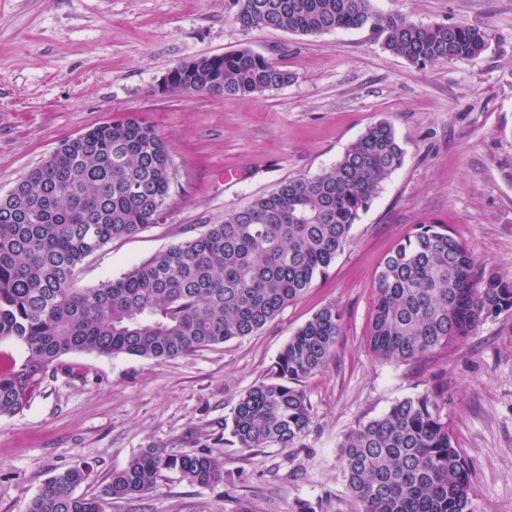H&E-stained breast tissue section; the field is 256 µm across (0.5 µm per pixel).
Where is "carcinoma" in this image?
I'll use <instances>...</instances> for the list:
<instances>
[{
  "label": "carcinoma",
  "mask_w": 512,
  "mask_h": 512,
  "mask_svg": "<svg viewBox=\"0 0 512 512\" xmlns=\"http://www.w3.org/2000/svg\"><path fill=\"white\" fill-rule=\"evenodd\" d=\"M233 5L245 30L316 36L368 28L387 51L417 66L467 60L486 46L477 27L382 17L370 0ZM176 74L172 91L191 86L213 96L261 94L293 79L247 49L203 57L192 73ZM404 155L394 126L377 121L319 174L285 182L120 277L80 288L89 256L158 222L173 173L167 141L134 117L65 141L0 196V341L25 351L20 363L0 370V416L20 412L72 352L167 361L257 334L325 274ZM477 265L442 224H423L398 244L378 275L373 353L417 359L511 310L512 279L484 274L477 288ZM341 333L334 306L301 326L271 376L239 397L224 422V444L301 447L314 415L300 383L329 366ZM442 404L437 390L405 398L343 436L337 461L358 512H472L471 468L454 446ZM171 472L201 487L222 483L224 450L146 448L113 470L99 495L79 492L90 470L74 466L45 481L25 512H105L112 498L156 494Z\"/></svg>",
  "instance_id": "cac0c4a2"
}]
</instances>
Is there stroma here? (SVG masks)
Returning a JSON list of instances; mask_svg holds the SVG:
<instances>
[{
    "mask_svg": "<svg viewBox=\"0 0 512 512\" xmlns=\"http://www.w3.org/2000/svg\"><path fill=\"white\" fill-rule=\"evenodd\" d=\"M387 17L463 22L487 34L465 61L417 66L367 29L302 36L243 30L232 0H0V195L59 145L126 116L171 147L174 179L157 224L90 257L78 284L119 277L280 183L342 156L375 121L392 123L402 166L354 224L313 288L253 336L174 360L75 352L17 414L0 417V512H25L56 473L90 468L83 493L148 447L218 442L239 396L267 379L319 309L343 314L336 356L301 387L314 423L301 447L224 449L222 484L166 474L157 494L106 512H356L336 446L357 423L434 386L474 470V512H512V310L432 355L378 358L367 336L379 266L420 224L437 222L480 268L512 279V0H371ZM247 49L293 80L250 96L165 92L177 64Z\"/></svg>",
    "mask_w": 512,
    "mask_h": 512,
    "instance_id": "obj_1",
    "label": "stroma"
}]
</instances>
